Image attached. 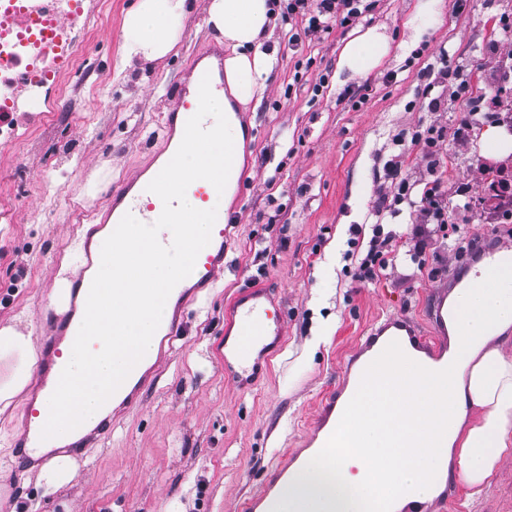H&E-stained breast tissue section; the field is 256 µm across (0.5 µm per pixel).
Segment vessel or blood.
Returning <instances> with one entry per match:
<instances>
[{
  "mask_svg": "<svg viewBox=\"0 0 512 512\" xmlns=\"http://www.w3.org/2000/svg\"><path fill=\"white\" fill-rule=\"evenodd\" d=\"M205 77L210 80L212 92H223V46L211 48L205 60H193L176 86L170 90L172 104L164 116L166 149L152 156L148 167L164 168L174 156L182 141L187 120L198 110L199 85ZM147 169H139L126 181L111 187L110 206L103 217L104 223L118 225L122 217L132 210L138 211L142 223L149 225L157 221L163 203L147 189L150 182ZM249 175V169L232 165L225 187L232 201L227 210L218 212L214 223L215 233L210 243L200 251L194 270L187 278L192 291L208 288L224 270L225 227L237 218ZM459 283V278L454 277L450 279L448 288L433 290L429 312L432 337L422 336L413 319L404 315L386 316L383 323L372 328L373 337L404 336L414 352L439 359L448 350V289ZM80 288V283L71 285L67 309H51L55 336L67 334L78 310ZM264 296V289L253 286L238 292L232 302L231 321L237 325L238 332L224 339V376L239 389L255 386L263 370V358L269 357L273 346L284 342V325L281 320H270ZM344 392V387H337L322 401L307 436L308 442H318L323 435L334 431L337 418L349 415L351 406L344 402ZM287 470V465L277 466L266 483L241 502L239 512H275L276 487Z\"/></svg>",
  "mask_w": 512,
  "mask_h": 512,
  "instance_id": "b4317fda",
  "label": "vessel or blood"
}]
</instances>
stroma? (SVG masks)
<instances>
[{
  "label": "stroma",
  "mask_w": 512,
  "mask_h": 512,
  "mask_svg": "<svg viewBox=\"0 0 512 512\" xmlns=\"http://www.w3.org/2000/svg\"><path fill=\"white\" fill-rule=\"evenodd\" d=\"M135 2L94 0L88 55L48 90L70 101L72 115L49 113L36 129L13 115L19 135L0 141V325L22 317L38 344L48 334L41 308L62 263L82 266L80 242L107 208L109 187L162 143L171 86L215 43L207 0H191L178 53L114 79L122 19ZM416 2L360 0L358 18L314 36L300 17L279 13L268 42L276 51L269 88L247 108L257 131L252 174L223 272L188 304L186 331L162 361L158 383L86 448L77 477L53 491L6 462L0 512H234L284 449L307 435L314 407L336 388L377 319L405 313L430 333V292L447 284L449 272H475L476 237L512 241V209L492 205L484 191L487 164L512 178V149L487 150L491 136L512 135L499 117L512 107L503 86L512 40L501 34L512 0H434L411 30L405 22ZM374 26L387 35L389 56L363 76L337 73L345 42ZM443 69L448 82L435 85ZM463 81L488 119L461 122ZM431 127L445 133L436 165L411 141ZM391 159L409 177L441 179L448 222L417 228L401 214V248L425 244V266L401 259L362 283L352 274L372 237L371 212L389 190ZM356 224L361 234L352 233ZM256 281L285 318L288 337L270 359L269 378L239 391L221 367L226 307ZM449 497L454 512H512V459L480 494L452 482L423 502V512H438Z\"/></svg>",
  "instance_id": "1"
}]
</instances>
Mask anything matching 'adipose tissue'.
<instances>
[{
  "label": "adipose tissue",
  "instance_id": "obj_1",
  "mask_svg": "<svg viewBox=\"0 0 512 512\" xmlns=\"http://www.w3.org/2000/svg\"><path fill=\"white\" fill-rule=\"evenodd\" d=\"M189 11L188 0H137L123 17L116 71L173 53ZM275 19L274 0H209L206 24L226 50V94L208 100L206 110L224 155H232L242 138L239 126L225 122V112L248 107L267 88L274 57L264 45ZM389 51L384 33L366 29L345 43L336 70L365 74ZM451 307L465 319L450 322L443 359L408 364L402 348L389 343L365 358L350 395L364 391L370 378H402L410 389L375 408H352L337 421V444L306 453L281 486L280 512H304L308 505L315 512H375L381 491L388 512H402L407 503L436 496L450 478L480 489L512 456V355L504 351L512 345V251L500 266L480 268ZM37 361L31 332L15 323L0 327V415L23 406ZM474 407L482 411L476 420L469 416ZM389 418L399 419L403 430H389Z\"/></svg>",
  "mask_w": 512,
  "mask_h": 512
}]
</instances>
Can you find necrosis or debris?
I'll list each match as a JSON object with an SVG mask.
<instances>
[{
  "instance_id": "obj_1",
  "label": "necrosis or debris",
  "mask_w": 512,
  "mask_h": 512,
  "mask_svg": "<svg viewBox=\"0 0 512 512\" xmlns=\"http://www.w3.org/2000/svg\"><path fill=\"white\" fill-rule=\"evenodd\" d=\"M91 10L86 0H0V140L15 130L4 117L33 108L43 113L69 110L64 100L44 96L58 67H71L89 50L86 30Z\"/></svg>"
}]
</instances>
